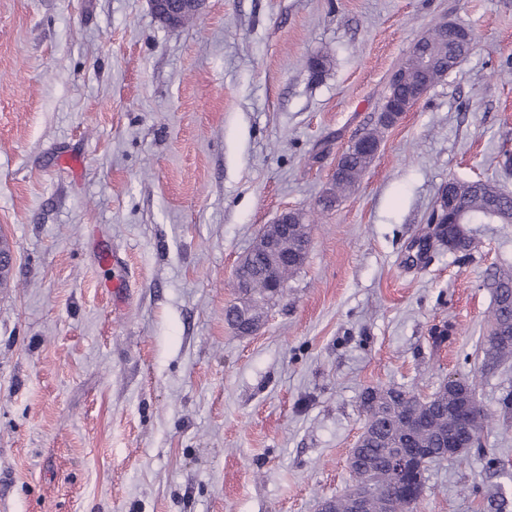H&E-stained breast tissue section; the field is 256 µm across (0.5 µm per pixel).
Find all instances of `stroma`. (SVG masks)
I'll use <instances>...</instances> for the list:
<instances>
[{
	"label": "stroma",
	"instance_id": "1",
	"mask_svg": "<svg viewBox=\"0 0 512 512\" xmlns=\"http://www.w3.org/2000/svg\"><path fill=\"white\" fill-rule=\"evenodd\" d=\"M443 21L469 55L321 211ZM451 179L512 193V0H207L174 29L146 0H0V512H318L352 483L362 392L451 376L493 423L413 512L512 502V361L482 370L512 224L449 253L429 217ZM286 210L308 256L235 332V267Z\"/></svg>",
	"mask_w": 512,
	"mask_h": 512
}]
</instances>
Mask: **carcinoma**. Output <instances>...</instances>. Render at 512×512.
Wrapping results in <instances>:
<instances>
[{"instance_id": "cac0c4a2", "label": "carcinoma", "mask_w": 512, "mask_h": 512, "mask_svg": "<svg viewBox=\"0 0 512 512\" xmlns=\"http://www.w3.org/2000/svg\"><path fill=\"white\" fill-rule=\"evenodd\" d=\"M471 37L463 35L458 42L444 38L441 31L426 36L425 50L428 65L413 56L405 59L399 68L400 80L391 85L386 97L384 108L392 111L396 105H403L412 96L418 86L426 82H434L445 74L449 68L456 66L470 51ZM371 162V157L356 150L347 155L342 168L336 173L334 188L344 191L355 185L361 174ZM454 190L460 197L467 213L469 224H504L506 220L495 216L490 203H496L497 210L512 217V199L499 187L488 181L452 180ZM436 238L448 237L454 240L448 247L452 253H467L475 247L476 238L468 230L458 224H448L435 232ZM301 268L297 264L283 271L269 267L263 259L257 257L246 270L251 281L249 296L261 300H274L276 293L269 288L270 280L276 276L286 279ZM493 288L494 308L491 325L508 323L512 325V272L496 271L490 277ZM484 354L491 356L494 366L512 358V342L496 343L486 340ZM474 382L463 380L457 387L440 386L430 395V402L425 406L418 405L414 398L417 393L402 387H386L367 389L361 395L360 406L366 414L365 422L372 423L371 434L365 437L361 445L364 471L353 474L354 480H376L386 483L383 470L387 458L394 448H442L443 439L448 430L455 425V417L450 408L458 402L457 390L471 389ZM468 424L456 431V440L461 448H471L478 440L489 416L476 405L469 409ZM415 416L420 427L412 430L407 417ZM393 495L397 508L401 509L409 503V499L420 498L419 482L416 476L409 475L393 487Z\"/></svg>"}]
</instances>
